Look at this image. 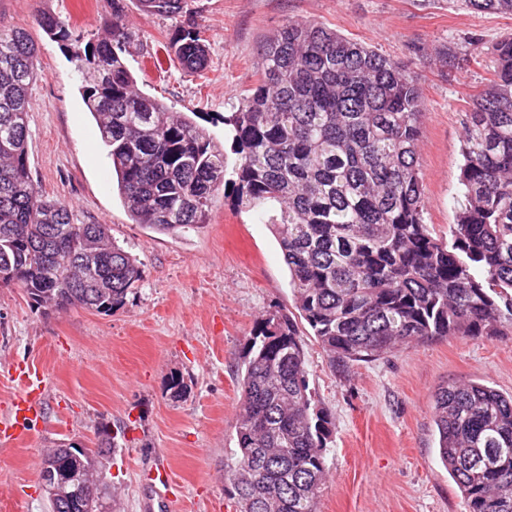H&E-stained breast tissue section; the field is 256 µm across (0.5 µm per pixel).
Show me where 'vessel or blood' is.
<instances>
[{
	"instance_id": "obj_1",
	"label": "vessel or blood",
	"mask_w": 512,
	"mask_h": 512,
	"mask_svg": "<svg viewBox=\"0 0 512 512\" xmlns=\"http://www.w3.org/2000/svg\"><path fill=\"white\" fill-rule=\"evenodd\" d=\"M17 392L10 404L12 420L0 426V438L18 444L27 440L32 422L45 399L47 384L43 375L21 367L15 372Z\"/></svg>"
}]
</instances>
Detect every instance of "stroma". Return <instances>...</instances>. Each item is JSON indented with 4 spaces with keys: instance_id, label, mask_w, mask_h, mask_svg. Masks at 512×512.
Instances as JSON below:
<instances>
[{
    "instance_id": "1",
    "label": "stroma",
    "mask_w": 512,
    "mask_h": 512,
    "mask_svg": "<svg viewBox=\"0 0 512 512\" xmlns=\"http://www.w3.org/2000/svg\"><path fill=\"white\" fill-rule=\"evenodd\" d=\"M139 41L127 66L142 92L177 112L201 113L212 138L231 144L225 116L259 78L260 47L291 20L322 24L371 45L417 75L423 95L418 145L425 220L447 237L464 197L459 177L470 95L493 70L489 51L512 35V15L476 13L455 0H186L183 13L149 16L122 0ZM52 15L82 48L112 23V0H0V24L36 42L28 164L45 196L70 204L80 224L107 225L143 269L138 288L112 315L80 308L42 312L23 290L0 287V423L9 420L17 367L45 376L48 390L32 437L0 442V512H49L39 483L54 444L94 447L108 424L117 446L103 460L118 512H239L224 471L236 450L248 338L268 314L294 311L290 274L270 226L278 205L258 210L219 199L206 224L159 234L133 223L116 188L107 150L86 111L69 51L40 26ZM201 30L209 63L193 73L178 62L156 70L150 56L179 29ZM478 37L480 55L447 68L442 45ZM309 390L332 413L320 512H465L443 465L434 394L482 382L512 394V333L447 336L344 370L332 368L307 323ZM186 390L174 396L172 378ZM169 465L168 503L143 483L158 460Z\"/></svg>"
}]
</instances>
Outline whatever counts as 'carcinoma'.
<instances>
[{"mask_svg":"<svg viewBox=\"0 0 512 512\" xmlns=\"http://www.w3.org/2000/svg\"><path fill=\"white\" fill-rule=\"evenodd\" d=\"M150 15L175 16L185 0H141ZM475 12L512 15V0H458ZM112 0L107 35L76 55L85 105L118 178L130 217L159 233L205 224L218 194L238 206L279 204L271 225L291 274L295 307L330 366L379 360L394 349L447 336H498L512 328V36L492 47L493 76L470 96L460 184L466 205L448 239L425 222L418 164L422 92L398 60L323 25L290 21L262 46L261 73L224 147L194 119L143 94L124 54L137 34ZM43 31L72 34L54 16ZM452 42L454 68L478 50ZM191 71L208 66L199 32L179 29L155 52ZM37 47L22 28L0 26V285H19L45 311L79 307L110 315L142 280L137 259L105 224H78L70 206L44 198L28 167L27 115ZM232 178L225 179L227 171ZM236 422L237 451L225 479L240 512H319L334 427L309 391L303 339L288 313L257 322L249 337ZM440 459L466 512H512V395L485 383L434 395ZM115 447L108 426L94 448L57 445L40 472L79 458L70 498L51 512H106L94 488Z\"/></svg>","mask_w":512,"mask_h":512,"instance_id":"carcinoma-1","label":"carcinoma"}]
</instances>
